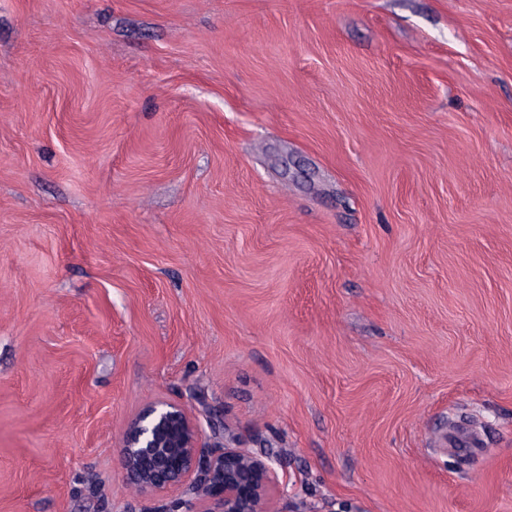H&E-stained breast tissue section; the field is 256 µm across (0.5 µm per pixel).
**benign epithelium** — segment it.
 <instances>
[{
	"instance_id": "obj_1",
	"label": "benign epithelium",
	"mask_w": 512,
	"mask_h": 512,
	"mask_svg": "<svg viewBox=\"0 0 512 512\" xmlns=\"http://www.w3.org/2000/svg\"><path fill=\"white\" fill-rule=\"evenodd\" d=\"M119 467L139 490L165 496L190 487L200 512H275L277 461L245 448L215 454L200 444V430L180 406H147L126 427Z\"/></svg>"
}]
</instances>
